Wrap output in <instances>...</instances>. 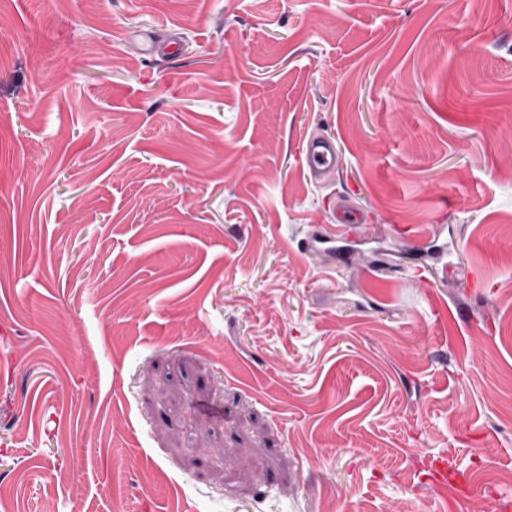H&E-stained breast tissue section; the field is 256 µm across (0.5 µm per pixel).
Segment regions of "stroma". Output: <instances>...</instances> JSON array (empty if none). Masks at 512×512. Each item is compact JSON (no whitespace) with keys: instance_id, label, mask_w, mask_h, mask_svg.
<instances>
[{"instance_id":"obj_1","label":"stroma","mask_w":512,"mask_h":512,"mask_svg":"<svg viewBox=\"0 0 512 512\" xmlns=\"http://www.w3.org/2000/svg\"><path fill=\"white\" fill-rule=\"evenodd\" d=\"M508 225L512 0H0V512H512ZM303 154L305 169L313 178H319L336 166L335 149L328 137H311L303 149ZM343 232H336L332 235L313 234L306 242L305 248L311 251H323L332 254L335 258L341 257L344 253Z\"/></svg>"}]
</instances>
